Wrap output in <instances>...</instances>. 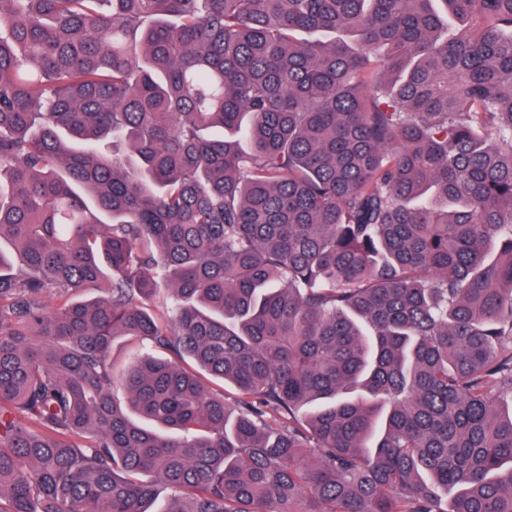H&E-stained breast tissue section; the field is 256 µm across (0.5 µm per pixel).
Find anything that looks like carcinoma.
Wrapping results in <instances>:
<instances>
[{"label":"carcinoma","mask_w":512,"mask_h":512,"mask_svg":"<svg viewBox=\"0 0 512 512\" xmlns=\"http://www.w3.org/2000/svg\"><path fill=\"white\" fill-rule=\"evenodd\" d=\"M4 241L0 512H512V0H0Z\"/></svg>","instance_id":"1"}]
</instances>
